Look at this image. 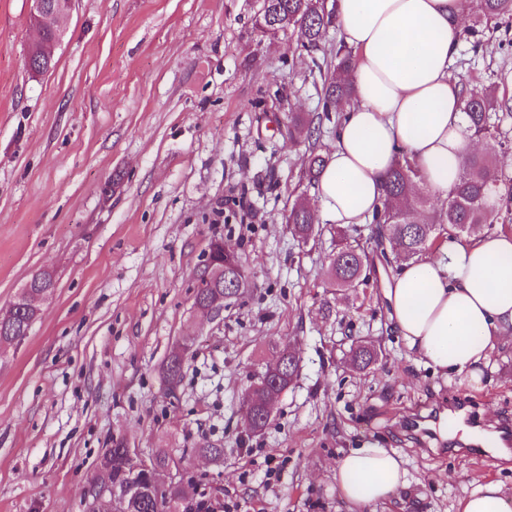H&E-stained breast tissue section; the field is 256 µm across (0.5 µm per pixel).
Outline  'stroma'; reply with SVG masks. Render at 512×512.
Masks as SVG:
<instances>
[{
	"label": "stroma",
	"mask_w": 512,
	"mask_h": 512,
	"mask_svg": "<svg viewBox=\"0 0 512 512\" xmlns=\"http://www.w3.org/2000/svg\"><path fill=\"white\" fill-rule=\"evenodd\" d=\"M261 0H75L54 66L27 65L31 0H0V311L41 269L55 274L29 335L0 353V512H88L113 440L141 458L166 450L160 478L180 481L208 512H353L336 460L394 449L399 498L374 512H456L478 476L512 496V447L467 461L444 435L410 422L464 401L471 429L512 425V341L475 388L426 366L394 330L386 262L372 224H350L364 284L327 285L337 226L318 218L299 244L286 217L314 203L315 142L288 131L292 112L322 110V51L253 27ZM463 34L451 74L512 99V32ZM219 239L250 282L218 314L195 309L204 254ZM379 360L349 364L353 341ZM189 343L168 392L161 365ZM298 372L264 433L245 429L242 395L278 348ZM206 443L224 458L200 453Z\"/></svg>",
	"instance_id": "35a3bbf8"
}]
</instances>
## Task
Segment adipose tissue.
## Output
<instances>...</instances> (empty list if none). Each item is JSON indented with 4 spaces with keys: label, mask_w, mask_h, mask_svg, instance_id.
<instances>
[{
    "label": "adipose tissue",
    "mask_w": 512,
    "mask_h": 512,
    "mask_svg": "<svg viewBox=\"0 0 512 512\" xmlns=\"http://www.w3.org/2000/svg\"><path fill=\"white\" fill-rule=\"evenodd\" d=\"M478 0H339L336 24L358 53L345 80L353 99L316 185L334 223L364 224L383 200V177L408 156L438 194L456 185L477 145L450 68L460 22ZM390 318L429 366L478 385L493 349L512 332V233L449 241L447 261L403 264L385 293ZM336 490L369 508L399 497L406 474L394 450L371 445L336 461ZM457 512H512L494 481H477Z\"/></svg>",
    "instance_id": "obj_1"
}]
</instances>
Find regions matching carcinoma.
I'll return each instance as SVG.
<instances>
[{"instance_id": "1", "label": "carcinoma", "mask_w": 512, "mask_h": 512, "mask_svg": "<svg viewBox=\"0 0 512 512\" xmlns=\"http://www.w3.org/2000/svg\"><path fill=\"white\" fill-rule=\"evenodd\" d=\"M482 16L485 22H512V0H481ZM335 21V10L326 9L317 0H262L254 17V27L262 32L279 29L296 35L306 50L319 51L326 34ZM336 64L327 65L324 77L323 112H336L351 96V88L340 79L338 71L355 64L352 50L341 45L336 48ZM28 62L32 70L43 73L53 63L41 53L40 44L35 42L28 49ZM463 107L472 135L489 143L500 142L501 132L497 112L506 108L499 101L494 88L481 92L462 91ZM325 165V157L313 154L309 157L306 176L314 183ZM424 183L420 173L408 161L389 170L383 179L384 199L382 208L372 217L376 224V242L379 246L389 244L396 262L409 263L428 253L435 243L437 227L448 225L450 239L471 238L491 228L501 219L502 208L512 201V178L503 173L495 148L472 155L462 163L459 180L453 190L442 201L439 210L426 220H420L427 210L428 199L419 193ZM317 221L315 211L300 204L292 207L287 223L291 224L295 236L306 242L313 233ZM366 255L358 245L342 240L336 242V250L329 258L328 277L336 288H355L367 279ZM55 288L53 274L44 270L34 275L26 284L21 295L13 302L0 321V350L20 343L28 336L36 319L41 299ZM283 369L278 374L270 368L254 375L248 393L254 411L253 419L257 428L265 430L270 417L265 406L276 401L293 383L298 370V356L291 348L281 350ZM377 350L371 344L358 343L351 350V364L363 371L374 361ZM185 356L171 353L162 365V373L171 390L178 387L184 368ZM124 442L112 443L107 450L111 465H100L108 473L111 483L123 486L127 475L123 471ZM122 512H190L183 499L180 484L163 485L152 477L146 478L137 496L129 499Z\"/></svg>"}]
</instances>
